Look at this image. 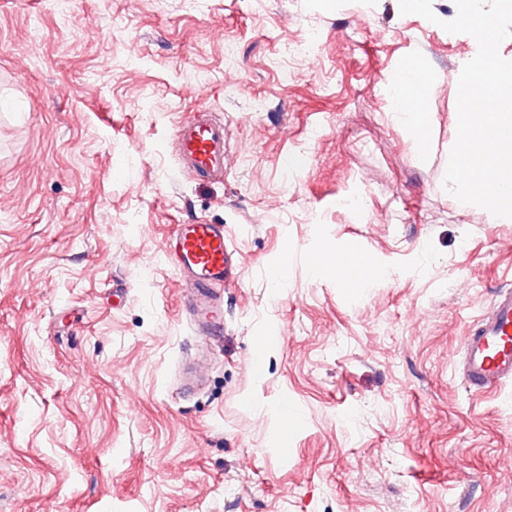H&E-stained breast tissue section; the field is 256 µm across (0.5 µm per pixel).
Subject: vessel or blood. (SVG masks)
I'll return each mask as SVG.
<instances>
[{"label":"vessel or blood","mask_w":512,"mask_h":512,"mask_svg":"<svg viewBox=\"0 0 512 512\" xmlns=\"http://www.w3.org/2000/svg\"><path fill=\"white\" fill-rule=\"evenodd\" d=\"M177 159L194 175L224 176V122L205 106L181 121L174 134ZM166 255L179 269L190 324L196 335L218 340L224 331L220 287L232 281L234 249L220 224L175 225ZM459 375L475 393L498 391L512 382V289L498 291L488 308L469 326L462 339Z\"/></svg>","instance_id":"vessel-or-blood-1"}]
</instances>
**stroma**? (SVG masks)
<instances>
[{
  "mask_svg": "<svg viewBox=\"0 0 512 512\" xmlns=\"http://www.w3.org/2000/svg\"><path fill=\"white\" fill-rule=\"evenodd\" d=\"M432 6L0 0V512H512V384L457 373L512 287V223L443 187L471 37ZM410 58L423 145L390 115ZM201 105L220 181L176 160ZM198 221L238 264L187 392L164 248ZM348 249L378 276L311 272Z\"/></svg>",
  "mask_w": 512,
  "mask_h": 512,
  "instance_id": "obj_1",
  "label": "stroma"
}]
</instances>
